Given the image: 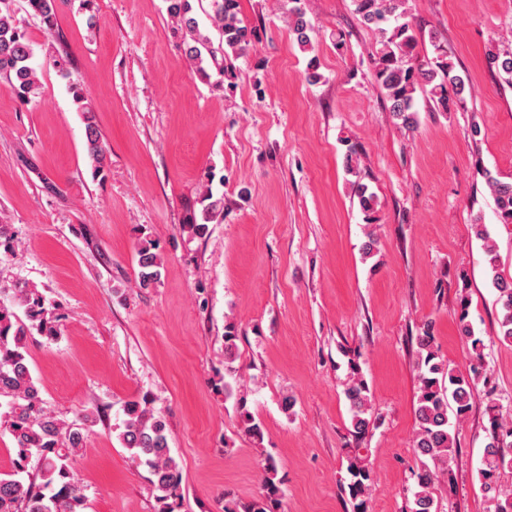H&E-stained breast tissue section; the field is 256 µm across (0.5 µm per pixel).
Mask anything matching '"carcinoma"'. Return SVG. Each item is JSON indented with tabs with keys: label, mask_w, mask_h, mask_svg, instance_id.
<instances>
[{
	"label": "carcinoma",
	"mask_w": 512,
	"mask_h": 512,
	"mask_svg": "<svg viewBox=\"0 0 512 512\" xmlns=\"http://www.w3.org/2000/svg\"><path fill=\"white\" fill-rule=\"evenodd\" d=\"M14 0H0V77L7 79L14 99L27 105L41 90V82L32 66L34 47L27 33L15 20ZM167 13L182 34V53L206 79L210 78L206 64L222 65L219 72L232 89L238 78L233 59L245 54L252 45L254 31L239 15V0H210L208 13L211 28L219 34L214 44L210 34L201 31L190 0H166ZM288 27L303 48H314V28L299 6L300 0H290ZM355 13L362 22L378 34V48L373 54L375 78L389 102L397 127L412 133L419 127L418 96H423L440 112H451L464 99L466 82L455 71L442 37L430 32L433 56L419 60L416 48L419 34L408 18L406 0H352ZM60 0H27L32 15L43 30L54 29ZM489 67L505 83L512 86V43L492 51ZM69 93L85 122V150L92 177L102 178L110 165V150L95 121L89 91L77 82H69ZM347 174L356 177L353 189L366 223L377 221L378 197L361 182L360 172L352 155L345 159ZM494 196L496 215L500 223L512 224V182L489 181ZM199 217L192 218L189 229L204 236L209 225L224 218V197L206 190ZM475 236L484 242L491 271V284L496 290L500 309L497 339L512 344V278L497 271L498 255L489 242V234L480 219L472 224ZM136 282L139 287H152L160 276L162 259L153 244L138 249ZM466 289L460 293V314L457 328L468 347L472 362L468 371H458L448 365L434 346L429 326L417 336L416 418L414 437L417 457L414 471L415 490L408 512H438L435 486L440 474L448 470L457 447L456 425L467 417L477 385L485 377L483 369L486 345L475 334L469 320ZM56 305L34 284L17 282L12 288V301L0 303V425L9 433L15 459L9 473H0V512H84L86 500L75 479L73 462L84 449V431L93 417L83 411L72 421L58 417L43 406L39 381L29 363V341L40 336L48 342L58 340L60 331L53 311ZM238 332L229 323L224 327V366L232 369L235 361ZM350 380L345 397L351 413V433L362 440L372 422V396L363 379L360 366L350 359ZM224 398L236 399L240 412L241 432L257 441L263 439L261 423L246 408V396L228 383ZM488 416L486 443L483 448L484 468L479 481L490 493V512H512V489L498 486L500 471L512 469V419L504 417L498 404L486 405ZM123 430L119 438L132 460L148 467L158 492L162 512H175L181 498L182 471L171 455L165 417L155 410L149 393L123 405ZM36 461L33 479L23 473L31 461ZM263 493L251 503L239 506L224 499V512H278L282 490L277 480L274 460L263 459ZM346 487L352 512H366V504L374 482L372 469L360 457L347 459Z\"/></svg>",
	"instance_id": "obj_1"
}]
</instances>
